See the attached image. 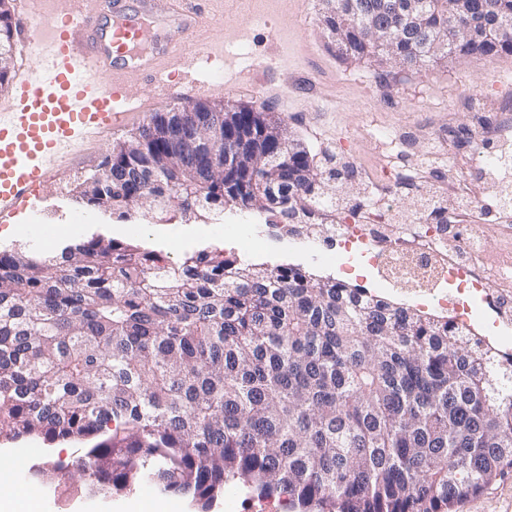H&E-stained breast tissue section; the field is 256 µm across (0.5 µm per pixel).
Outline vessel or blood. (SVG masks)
<instances>
[{
    "instance_id": "1",
    "label": "vessel or blood",
    "mask_w": 512,
    "mask_h": 512,
    "mask_svg": "<svg viewBox=\"0 0 512 512\" xmlns=\"http://www.w3.org/2000/svg\"><path fill=\"white\" fill-rule=\"evenodd\" d=\"M128 15L120 0H21L30 46L42 63L0 113V218L26 208L35 188L48 182L50 164L120 126L136 111L128 70L157 73L164 54L191 67L207 52L198 41L206 19L192 0H137ZM172 14L185 39L160 41L143 17L159 8ZM43 26H34V19Z\"/></svg>"
}]
</instances>
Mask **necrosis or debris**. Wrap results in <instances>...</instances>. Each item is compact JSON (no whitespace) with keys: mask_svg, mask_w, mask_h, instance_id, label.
I'll return each instance as SVG.
<instances>
[{"mask_svg":"<svg viewBox=\"0 0 512 512\" xmlns=\"http://www.w3.org/2000/svg\"><path fill=\"white\" fill-rule=\"evenodd\" d=\"M482 138L496 146L481 156L483 183L478 192H470L456 171H449L448 190L457 204L445 223H431L422 214L413 224L325 226L318 209L315 225L295 234L294 242L314 252L324 241L342 245L343 254H325V261L366 260L385 280L399 284L403 295L449 313L460 325L470 320L477 305H488L497 313L502 333L512 332V240L488 248L483 225L465 221L481 197L492 196L501 202L498 223L512 226V130L493 125L483 130Z\"/></svg>","mask_w":512,"mask_h":512,"instance_id":"obj_1","label":"necrosis or debris"}]
</instances>
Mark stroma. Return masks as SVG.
I'll use <instances>...</instances> for the list:
<instances>
[{"mask_svg": "<svg viewBox=\"0 0 512 512\" xmlns=\"http://www.w3.org/2000/svg\"><path fill=\"white\" fill-rule=\"evenodd\" d=\"M327 0H240L225 10L219 0H202L201 10L213 20L209 41L221 49L220 57L200 58L195 76L223 82L224 90L203 95V102L263 109L288 122V131L315 157L334 152L337 162L350 166L343 191L350 202L362 200L365 173L386 176L382 148L369 136L371 130L400 136L401 164L417 168L423 157L445 149L448 157L459 151L475 150L478 125L495 118V108L512 104V56L493 59L473 55L432 63L423 67L379 64L374 59L354 61L338 55L321 19ZM125 80L139 94L144 107L138 123L158 112L169 111L178 100L157 101L156 83L138 71ZM138 123L110 131L72 154L52 181L33 195L32 211L41 223L55 230L51 240L32 234L0 237V248L35 247L51 252L80 235L116 236L117 239L160 251L171 259L200 249L237 251L234 240L223 231L201 237L190 233L172 243L164 236L167 224L182 223L179 213L169 212L166 221L116 215L77 204L80 185L103 165L114 144L135 132ZM84 222L74 225L76 215ZM256 262L294 263L316 274L332 276L335 266L321 261L309 250L294 252L287 237L272 236ZM14 457L22 464L21 484L51 496L57 512H69L75 500L92 507L102 506L107 493L89 492L72 476V490L54 480L35 476L36 467L53 458L71 462L73 445H48L21 439L13 444ZM454 512H512V472L493 481L483 492L455 504ZM210 512H290L289 507L270 498L248 494L241 486L228 485Z\"/></svg>", "mask_w": 512, "mask_h": 512, "instance_id": "35a3bbf8", "label": "stroma"}]
</instances>
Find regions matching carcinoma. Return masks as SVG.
Returning a JSON list of instances; mask_svg holds the SVG:
<instances>
[{
	"label": "carcinoma",
	"mask_w": 512,
	"mask_h": 512,
	"mask_svg": "<svg viewBox=\"0 0 512 512\" xmlns=\"http://www.w3.org/2000/svg\"><path fill=\"white\" fill-rule=\"evenodd\" d=\"M330 2L348 58L512 55V0H432L413 22L410 0ZM220 120L245 141L228 173ZM196 121L155 113L79 195L125 220L256 209L280 234L343 207L348 166L314 163L285 120L226 105ZM0 438L75 444L90 490L151 481L204 512L229 482L296 512H449L512 469V353L297 266L77 237L0 251Z\"/></svg>",
	"instance_id": "carcinoma-1"
}]
</instances>
